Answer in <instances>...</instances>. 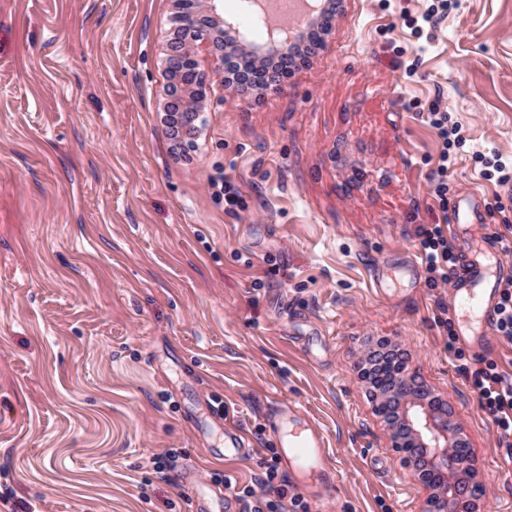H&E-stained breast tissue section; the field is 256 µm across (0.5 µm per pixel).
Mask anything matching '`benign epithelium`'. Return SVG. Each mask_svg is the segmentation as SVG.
<instances>
[{
	"instance_id": "7a95c632",
	"label": "benign epithelium",
	"mask_w": 512,
	"mask_h": 512,
	"mask_svg": "<svg viewBox=\"0 0 512 512\" xmlns=\"http://www.w3.org/2000/svg\"><path fill=\"white\" fill-rule=\"evenodd\" d=\"M216 0H174L176 10L171 20L177 29L175 37L168 41L165 60L168 97L171 109L165 110L163 124L181 141L180 148L190 150L204 125V109L207 103L205 80L190 85L185 82L186 66L196 65L198 42L209 38L215 19L209 12L216 11ZM419 373L407 369L386 384L385 392L375 398V413L382 419L389 413L399 412V418L387 426L391 446L402 455L409 467H416L415 456L421 451L433 466L440 482L418 481L429 491L426 512H478L472 496L471 482L475 465L469 455L462 456L467 462L463 469L454 467L459 457L457 445L465 441L462 427L455 422L452 409L440 399L431 396L417 382Z\"/></svg>"
}]
</instances>
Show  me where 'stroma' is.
Returning a JSON list of instances; mask_svg holds the SVG:
<instances>
[{
	"label": "stroma",
	"mask_w": 512,
	"mask_h": 512,
	"mask_svg": "<svg viewBox=\"0 0 512 512\" xmlns=\"http://www.w3.org/2000/svg\"><path fill=\"white\" fill-rule=\"evenodd\" d=\"M431 3L342 0L316 58L257 100L225 92L200 42L210 92L184 153L162 122L173 0H0V512H239L267 466L288 475L283 406L338 474L330 495L289 483L295 512H423L358 374L369 337L447 399L482 512H512V467L448 348V288L407 273L417 226L465 194L512 225L483 163L512 164V0H457L415 37ZM220 174L237 211L208 187ZM228 424L246 454L226 457ZM427 121L431 128L436 131L437 136L442 140L444 148L448 149L460 140L461 128L456 122L449 124L448 112L433 110L428 113ZM450 159L448 151H442L439 157L437 170L431 177V186L433 197L439 199L444 207V202L448 195V161Z\"/></svg>",
	"instance_id": "stroma-1"
}]
</instances>
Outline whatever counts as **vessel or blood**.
<instances>
[{"mask_svg": "<svg viewBox=\"0 0 512 512\" xmlns=\"http://www.w3.org/2000/svg\"><path fill=\"white\" fill-rule=\"evenodd\" d=\"M454 227L468 231L470 241L462 261L449 277L451 306L457 314V334L462 341L486 348L504 278L512 276V260L496 243L490 227L482 224L480 200L468 194L459 201ZM280 429L286 437L287 458L296 478L305 484L329 474L324 440L300 411L283 409Z\"/></svg>", "mask_w": 512, "mask_h": 512, "instance_id": "vessel-or-blood-1", "label": "vessel or blood"}]
</instances>
